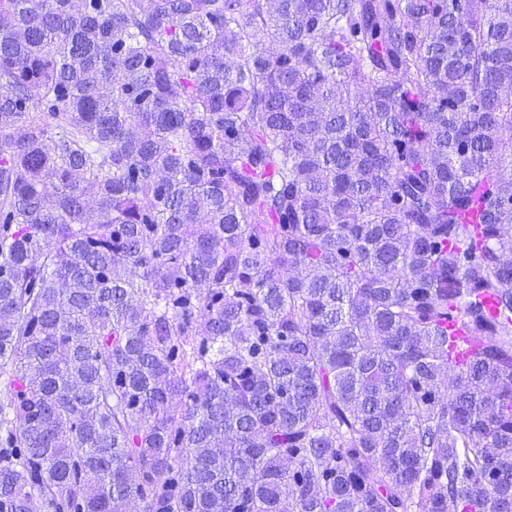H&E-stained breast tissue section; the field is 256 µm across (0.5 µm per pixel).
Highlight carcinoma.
Here are the masks:
<instances>
[{"label":"carcinoma","instance_id":"cac0c4a2","mask_svg":"<svg viewBox=\"0 0 512 512\" xmlns=\"http://www.w3.org/2000/svg\"><path fill=\"white\" fill-rule=\"evenodd\" d=\"M511 228L512 0H0V512H512Z\"/></svg>","mask_w":512,"mask_h":512}]
</instances>
